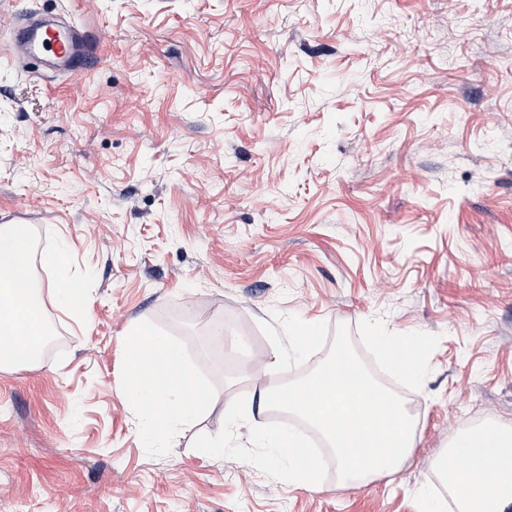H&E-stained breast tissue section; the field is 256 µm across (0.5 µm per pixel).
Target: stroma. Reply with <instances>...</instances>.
<instances>
[{
    "label": "stroma",
    "instance_id": "stroma-1",
    "mask_svg": "<svg viewBox=\"0 0 512 512\" xmlns=\"http://www.w3.org/2000/svg\"><path fill=\"white\" fill-rule=\"evenodd\" d=\"M87 26L82 76L0 54V212L70 246L41 357L0 370V512H457L437 457L512 425V0H11ZM315 325L300 345L295 325ZM169 336L214 393L148 447L126 337ZM347 325L418 415L395 474L288 479L248 417ZM422 352L423 377L383 363ZM244 412L224 418L225 401ZM223 436L217 456L202 449ZM67 256L68 246H64L59 251L48 253L43 260L60 272L59 279L49 286L60 306L66 309H78L84 303L85 294L81 288L75 286V278L71 273ZM394 342L390 337L381 336L374 340V345L378 349L379 355L389 360L393 365L405 376L413 379H418L422 372V365L420 358L417 355H412L409 359H398L392 355L391 345Z\"/></svg>",
    "mask_w": 512,
    "mask_h": 512
}]
</instances>
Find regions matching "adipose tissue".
I'll use <instances>...</instances> for the list:
<instances>
[{"label": "adipose tissue", "instance_id": "1", "mask_svg": "<svg viewBox=\"0 0 512 512\" xmlns=\"http://www.w3.org/2000/svg\"><path fill=\"white\" fill-rule=\"evenodd\" d=\"M33 242L27 225H0V368L30 366L40 357L47 328L34 286ZM67 249L48 253L44 261L59 272L52 284L61 307L80 308L85 299L76 288ZM125 397L152 428L170 433L195 421L213 394L203 387L182 351L153 327L139 326L127 338ZM264 455L289 478L313 482L311 452L293 432L265 433ZM437 472L460 512H507L512 507V432L488 425L458 435L440 459Z\"/></svg>", "mask_w": 512, "mask_h": 512}]
</instances>
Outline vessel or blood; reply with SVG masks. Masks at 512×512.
<instances>
[{
  "instance_id": "1",
  "label": "vessel or blood",
  "mask_w": 512,
  "mask_h": 512,
  "mask_svg": "<svg viewBox=\"0 0 512 512\" xmlns=\"http://www.w3.org/2000/svg\"><path fill=\"white\" fill-rule=\"evenodd\" d=\"M14 58L37 60L50 58L58 70L80 73L94 53L90 33L84 26L70 22H18L9 41Z\"/></svg>"
}]
</instances>
